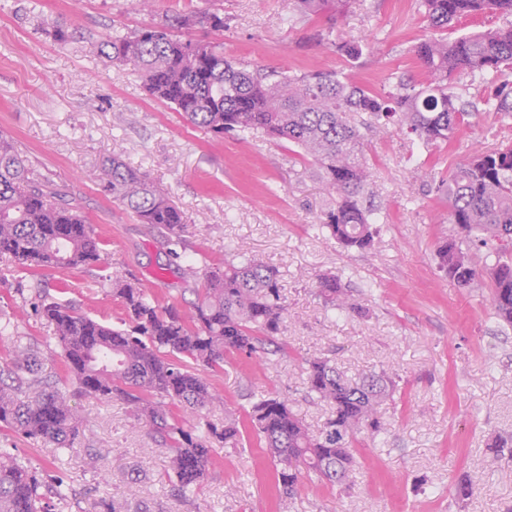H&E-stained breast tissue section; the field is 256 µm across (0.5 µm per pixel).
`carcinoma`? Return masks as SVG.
I'll return each mask as SVG.
<instances>
[{
  "instance_id": "cac0c4a2",
  "label": "carcinoma",
  "mask_w": 512,
  "mask_h": 512,
  "mask_svg": "<svg viewBox=\"0 0 512 512\" xmlns=\"http://www.w3.org/2000/svg\"><path fill=\"white\" fill-rule=\"evenodd\" d=\"M305 16L325 17L328 33L349 11L351 0H292ZM427 26L448 31L462 19L497 14L502 26L460 35L430 37L413 47L424 74L420 83L394 77L389 89L374 92L336 71L266 74L249 71L224 56L217 46L173 32L206 25L224 29L218 13L179 15L110 36L101 53L131 62L147 93L175 106L192 125L221 136L287 141L311 157L319 181L331 196L320 217L321 228L341 247L365 250L377 237L375 208L366 197L369 172L362 130L376 124L404 126L424 144L452 142L467 115L466 89L454 84L462 75L502 86L484 104L502 122L512 121V0H416ZM355 61L363 54L356 39L336 43ZM112 199L150 226L172 255L190 225L164 186L128 166L112 152L89 174ZM438 189L448 201V223L458 239L438 245V268L466 287L479 270L458 246L462 240L487 249L490 303L494 317L512 327V146L476 151L448 172ZM0 255L30 271L108 265V253L92 225L65 203L54 182L34 175L16 140L0 130ZM238 260L188 265L185 273L202 281L197 302L180 312L151 297L141 284L115 273L112 296L122 305L124 326L101 323L66 301H43L39 318L53 330L73 395L93 400H121L131 408L132 428L146 429L166 446L172 493L185 497L204 481L212 466L213 441L239 443L253 427L274 462L280 498L292 499L306 483L343 484L357 465L352 442L365 431H382L378 408L396 391L384 370L348 377L327 358L305 361L308 392L330 407L318 434L297 418L288 400L268 395L239 416L224 410L217 426L203 411L224 406L223 395L207 375L224 367L228 354L249 359L268 354L266 345L281 331L286 307L278 271L239 248ZM318 295L340 310L358 311L341 277L318 278ZM10 337V360L0 366V428L34 440L72 448L80 418L70 396L43 376L38 347L0 327ZM42 484L17 456L0 448V512H54Z\"/></svg>"
}]
</instances>
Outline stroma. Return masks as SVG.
I'll return each mask as SVG.
<instances>
[{
  "instance_id": "stroma-1",
  "label": "stroma",
  "mask_w": 512,
  "mask_h": 512,
  "mask_svg": "<svg viewBox=\"0 0 512 512\" xmlns=\"http://www.w3.org/2000/svg\"><path fill=\"white\" fill-rule=\"evenodd\" d=\"M210 10L224 18L192 38L222 45L226 56L266 72L336 70L370 89L391 75H423L411 49L431 37L415 0H354L327 33L324 19L291 17L288 0H0V129L10 131L36 174L61 185L110 254V267L26 270L0 258V324L37 344L42 371L70 391L61 349L34 311L39 289L108 325L124 312L109 275L136 278L161 303L189 309L196 296L178 272L186 262L223 263L238 246L276 268L287 314L276 352L258 362L229 355L210 382L238 411L273 392L288 399L310 432L329 407L312 399L305 361L332 360L354 377L386 371L397 384L381 408L377 437L358 434V465L343 485L309 484L278 499L276 467L255 432L238 447L218 444L205 481L180 501L172 497L166 458L147 430H132L119 400H79L84 424L72 451L0 431L53 489L66 477L74 496L60 512H100L101 499L125 512H512V461L492 462L489 438L512 439V328L494 318L487 276L461 287L440 272L439 240L451 237L441 176L472 152L512 144V125L494 113L468 116L450 145L426 146L398 125L364 134L379 235L371 250L344 251L318 229L330 198L312 161L285 141L215 135L187 124L172 105L149 97L137 69L101 55L103 40ZM75 29L56 42L57 25ZM365 45L356 62L337 52L341 39ZM121 149L123 160L163 183L191 228L176 253L159 246L147 225L89 180ZM342 276L362 314L325 307L319 274ZM479 485L466 502L453 479Z\"/></svg>"
}]
</instances>
